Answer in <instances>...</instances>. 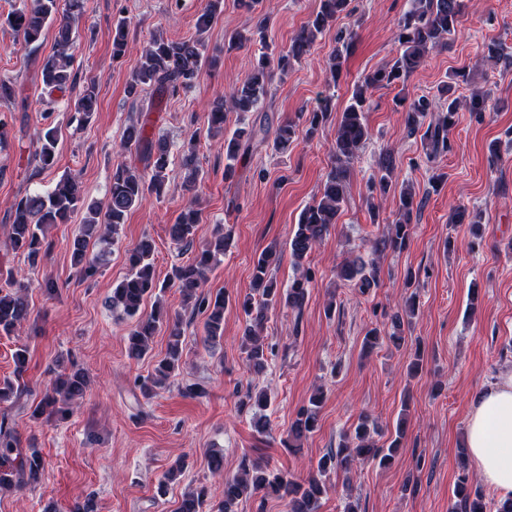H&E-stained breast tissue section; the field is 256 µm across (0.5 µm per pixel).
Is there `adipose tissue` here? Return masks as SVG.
Masks as SVG:
<instances>
[{
	"instance_id": "1",
	"label": "adipose tissue",
	"mask_w": 512,
	"mask_h": 512,
	"mask_svg": "<svg viewBox=\"0 0 512 512\" xmlns=\"http://www.w3.org/2000/svg\"><path fill=\"white\" fill-rule=\"evenodd\" d=\"M465 443L483 482L501 498L512 497L511 371L472 401Z\"/></svg>"
}]
</instances>
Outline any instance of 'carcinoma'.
Returning a JSON list of instances; mask_svg holds the SVG:
<instances>
[{"mask_svg":"<svg viewBox=\"0 0 512 512\" xmlns=\"http://www.w3.org/2000/svg\"><path fill=\"white\" fill-rule=\"evenodd\" d=\"M67 13H59L58 0H30V5L14 13L8 22L22 37L23 43L38 42L46 26H55L54 52L45 57L41 67L44 88L63 90L76 86L78 74L73 67L71 49L75 44L77 28L74 22L84 9L85 0H69ZM352 0H320L319 9L305 26L292 38L288 49L278 53L268 51L263 46L256 65L244 78L229 85L227 99L217 102L207 116V132L224 128V104L238 112H259L268 94V77L273 68L288 71L291 62H299L308 54L318 34L336 21L352 13ZM411 8L397 23L395 40L400 51L394 61L379 68L355 84L350 103L341 114L336 127V136L331 145V170L323 185L320 198L307 206L301 213L297 229L289 240L291 256L298 274L283 289L271 272L273 251L261 252L253 265L250 292L240 302L246 316L241 347L245 361L251 371L261 374L269 359L276 355V346L262 336L267 312L284 302L293 310H302L308 290L315 279V270L308 258L316 247L337 223L339 213L346 203V180L351 161L371 137L366 121L367 91L371 88L391 86L403 82L416 71L432 52L447 45L449 36L457 29L460 17L467 8L466 0H411ZM221 0H208L204 11L196 20L197 31L206 30L220 12ZM265 39L264 21H259L255 32L236 31L230 35L227 46L240 48L254 40V36ZM126 49V23L120 21L114 28L112 56L118 58ZM215 66L218 59L204 58V43L198 37L181 41L166 40L154 36L143 49L140 66L128 84L129 95L138 97L147 87L154 88L157 97L174 96L187 89L198 80L203 61ZM98 92L94 82L83 86L76 97L73 108L79 120L87 122L97 107ZM460 106L454 97V86L443 84L438 95H421L409 100L405 105L406 125L413 134L426 127L424 143L426 158L430 161L445 156L451 149L448 129ZM332 98L319 100L313 112L309 134L332 111ZM45 124L38 132L36 146L29 162L36 163L40 170L54 166L57 156V128L44 117ZM268 126L262 121L259 126L240 127L224 140V176L230 179L235 174L240 156L250 149L251 141L258 135H267ZM296 137V124L288 121L277 126L274 132V145L286 148ZM136 150L144 162V169L132 168L119 162L112 168L108 205L105 213H100L94 204L86 203L78 185L71 179H64L46 194H25L13 204V213L5 222L4 231L10 248L22 253L30 267L39 265L49 251L51 244L46 241V229L51 224H65L76 211L87 209L89 218L79 228L70 243L71 259L85 279L94 278L100 271L110 246L115 242L119 227L127 213L141 204L147 192L161 194L164 189L168 169L171 164L170 150L163 138L149 137L146 125L132 123L126 129L123 139L116 146L120 156ZM181 167L188 172V182L194 183L202 175L195 140H190L180 157ZM394 160L387 151L379 158L378 171L373 177V185L381 191L393 186ZM421 201L411 185L403 184L399 189V206L386 233L377 239L373 252L380 255L387 250H402L411 235L413 212L420 209ZM198 223V212L193 205L185 206L175 222L169 225L171 242L182 248L193 242ZM225 237L223 227L215 230L214 239L195 251L191 261L175 265L169 275V282L179 288L184 307L191 314L204 319V342L214 348L224 334L225 298L222 294L213 295L203 290L208 273L220 262L224 255ZM154 247L148 238L142 239L127 252L128 275L112 289L107 306L112 311H121L133 320L126 344L131 356L141 358L151 350L154 336L161 331L167 333V347L163 358L157 361L153 372L139 381V388L146 396L158 389L170 386L171 378L185 362V329L179 313H170L160 303H155L150 311L143 309L145 301L166 285L159 283L155 276L153 262ZM378 261H366L361 257L346 260L338 270V277L352 283L361 293L378 286L380 281ZM29 284L8 273L0 286V333L10 335L27 323L33 314L27 300ZM87 388L86 373L72 367L60 373L52 388L47 390L36 411L48 412V416L66 418L74 413V408L82 399ZM323 402V392L315 391L308 405L301 407L292 421L286 440L287 447L293 448L303 438L313 433L319 425V414ZM268 405L264 391H247L240 398V409ZM377 426L370 424L369 416L360 418L351 433L340 436L336 450L324 453L306 478L300 479L288 470H273L269 463L244 458L236 473L224 474L223 456L208 454L207 466L211 473L224 479V499L217 512H237L238 504L255 496H275L285 503L287 512H320L322 501L328 496L331 485L330 475L339 471L349 472L351 467L365 460H376L382 466L390 465L402 447L403 429L398 426L395 435L386 446L380 448L372 440L371 433ZM185 467V461L177 459L159 480L157 493L164 496L168 483ZM44 469L42 456L36 448H23L16 429L8 419L0 420V492L21 489L41 478ZM452 512H512V498L499 500L490 506L485 502L479 488L469 481L468 474L458 477L453 491ZM207 490L199 486L186 492L179 500L175 512H207Z\"/></svg>","mask_w":512,"mask_h":512,"instance_id":"1","label":"carcinoma"}]
</instances>
